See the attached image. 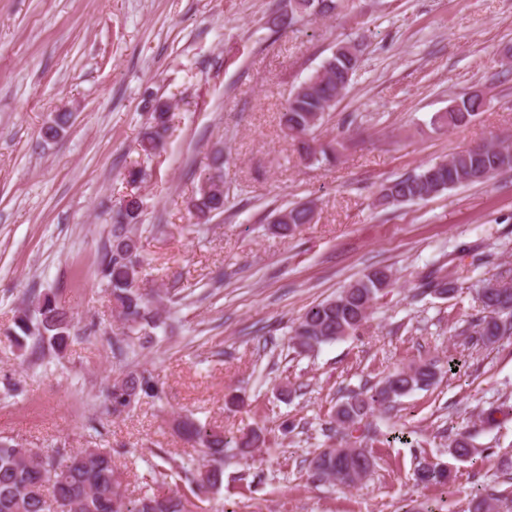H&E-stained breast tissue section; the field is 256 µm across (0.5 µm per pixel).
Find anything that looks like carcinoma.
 Masks as SVG:
<instances>
[{
  "label": "carcinoma",
  "instance_id": "carcinoma-1",
  "mask_svg": "<svg viewBox=\"0 0 512 512\" xmlns=\"http://www.w3.org/2000/svg\"><path fill=\"white\" fill-rule=\"evenodd\" d=\"M338 9L337 0H288V9L272 19L275 31H286L313 16L331 17ZM354 41L347 40L326 57L320 67L302 81L289 95L282 113L285 134L304 159L336 158L333 142L318 138L325 116L333 111L346 92L356 71L351 52ZM483 98L464 95L445 112L431 116L435 132L468 124L483 108ZM71 113L59 112L52 125L42 128L46 140L59 137L66 130ZM169 131L168 121L152 117L142 131L140 151L148 158L163 147ZM512 170V146L504 141L482 147H468L439 161L421 165L413 173L384 183L378 192V205L400 206L424 202L445 191L489 181L495 174ZM228 197L224 162L211 159L201 177L192 203L199 220L224 213ZM143 212L140 195L130 193L112 211L107 242L98 254V274L105 286L112 314L122 325L125 344L118 347L124 358L149 349L162 327V316L153 297L141 288L144 244L139 232ZM271 228L292 237L312 222L314 210L308 204L276 208ZM502 284L479 280L468 286L475 294L482 316L471 324L475 345L486 348L512 336V267L500 272ZM392 271L387 266L369 269L362 277L338 294L307 306L291 326L289 346L300 355L355 335L367 322L374 304L390 292ZM422 295L453 298L463 292V285L448 277L445 266L430 269L420 280ZM73 329L72 318L57 295L45 293L26 305L14 320L11 341L18 347L28 337H36L39 355L49 350L60 354L66 348ZM457 364H441L436 359L413 362L387 375L374 385L351 390L342 397L331 414L328 439L340 437V444H329L311 452L309 477L321 483H340L355 487L371 473L374 458L362 446V422L376 410H390L416 391L436 385L446 370ZM161 389L153 373L146 369H128L116 375L108 392L112 413L119 415L144 398H159ZM174 429L187 442L199 447L201 459L196 467L173 474L158 472L157 488L150 494L131 499L123 472L112 460V449L98 445L78 448L68 453L22 444L0 437V512H49L50 503L62 500L67 512H191L189 496L200 497L219 492L224 482V449L235 448L246 457L266 446L262 428H251L238 436H227L218 426L203 424L185 415L175 419ZM450 453L470 459L475 453L472 435L457 431L448 435ZM416 481L440 487L450 493V472L436 465L421 463L415 470ZM504 495L479 494L468 512H500Z\"/></svg>",
  "mask_w": 512,
  "mask_h": 512
}]
</instances>
